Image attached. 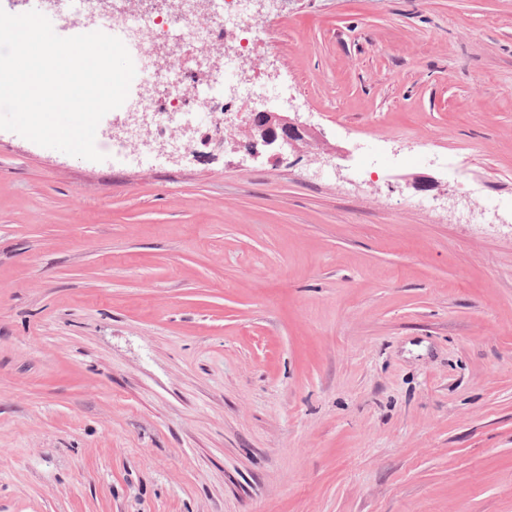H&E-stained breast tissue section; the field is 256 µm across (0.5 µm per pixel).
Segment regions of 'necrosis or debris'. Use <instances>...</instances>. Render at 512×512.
<instances>
[{"instance_id":"obj_1","label":"necrosis or debris","mask_w":512,"mask_h":512,"mask_svg":"<svg viewBox=\"0 0 512 512\" xmlns=\"http://www.w3.org/2000/svg\"><path fill=\"white\" fill-rule=\"evenodd\" d=\"M60 2L73 18L83 21L86 31L122 29L127 49L176 41L192 51L194 66L187 75L172 69L140 81V110L127 115L128 131L118 138L119 149H128L133 140L147 141L152 147L173 143L181 115L191 111L203 114L207 130L220 137L236 126L244 108L267 107L266 99L255 97L244 106L216 90L227 70H235L243 81L255 70L265 20L253 0H203L200 5L182 11L174 7L165 13L146 12L137 0H112L108 8L98 0Z\"/></svg>"}]
</instances>
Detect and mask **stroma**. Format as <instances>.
Listing matches in <instances>:
<instances>
[{
	"mask_svg": "<svg viewBox=\"0 0 512 512\" xmlns=\"http://www.w3.org/2000/svg\"><path fill=\"white\" fill-rule=\"evenodd\" d=\"M337 149L0 130V512H512V0H282Z\"/></svg>",
	"mask_w": 512,
	"mask_h": 512,
	"instance_id": "stroma-1",
	"label": "stroma"
}]
</instances>
